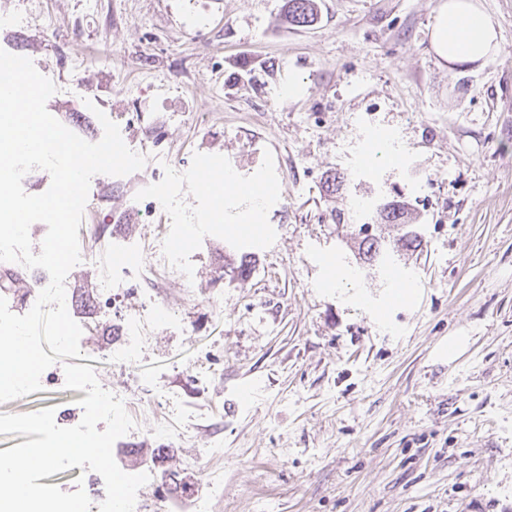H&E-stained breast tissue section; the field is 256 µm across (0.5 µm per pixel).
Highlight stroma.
Instances as JSON below:
<instances>
[{"label": "stroma", "instance_id": "stroma-1", "mask_svg": "<svg viewBox=\"0 0 512 512\" xmlns=\"http://www.w3.org/2000/svg\"><path fill=\"white\" fill-rule=\"evenodd\" d=\"M440 2L318 0L296 27L285 0H36L0 29L56 85L46 107L66 128L98 142L101 111L159 157L150 174L92 178V258L71 294L162 234L172 202L143 208L147 178L213 158L267 174L276 195L225 197L196 225L193 283L130 276L111 308L68 309L100 386L156 403L113 446L121 470L150 476L138 512H512V0H479L500 48L454 66L431 46ZM330 171L346 178L331 197ZM392 199L421 244L359 269L360 223L388 241L406 230L374 221ZM255 209L253 270L234 280L228 227ZM398 279L413 286L400 302ZM452 336L466 339L453 357ZM64 383L54 364L0 414L51 407L75 426L85 393Z\"/></svg>", "mask_w": 512, "mask_h": 512}]
</instances>
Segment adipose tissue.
Instances as JSON below:
<instances>
[{"instance_id": "adipose-tissue-1", "label": "adipose tissue", "mask_w": 512, "mask_h": 512, "mask_svg": "<svg viewBox=\"0 0 512 512\" xmlns=\"http://www.w3.org/2000/svg\"><path fill=\"white\" fill-rule=\"evenodd\" d=\"M431 45L448 63L487 59L500 48L491 16L475 0H443L432 28Z\"/></svg>"}]
</instances>
